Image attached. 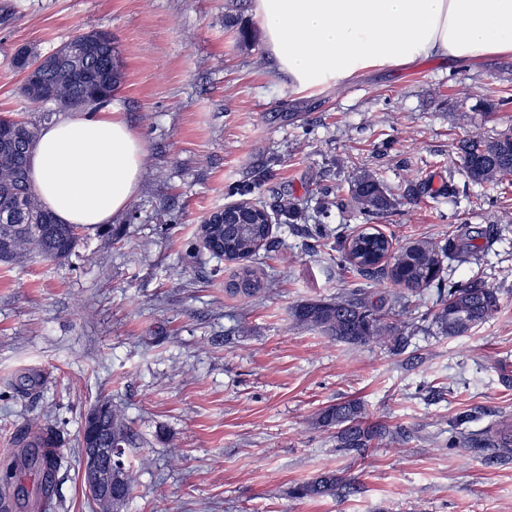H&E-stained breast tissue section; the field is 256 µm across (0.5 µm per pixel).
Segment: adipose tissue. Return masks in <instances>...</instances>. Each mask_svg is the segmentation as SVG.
<instances>
[{"mask_svg": "<svg viewBox=\"0 0 512 512\" xmlns=\"http://www.w3.org/2000/svg\"><path fill=\"white\" fill-rule=\"evenodd\" d=\"M268 57L294 93L373 68L512 54V0H252ZM144 147L120 114L46 124L30 155L43 206L65 224H105L141 186Z\"/></svg>", "mask_w": 512, "mask_h": 512, "instance_id": "ef3b65f1", "label": "adipose tissue"}]
</instances>
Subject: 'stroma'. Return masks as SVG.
Wrapping results in <instances>:
<instances>
[{"label":"stroma","mask_w":512,"mask_h":512,"mask_svg":"<svg viewBox=\"0 0 512 512\" xmlns=\"http://www.w3.org/2000/svg\"><path fill=\"white\" fill-rule=\"evenodd\" d=\"M89 30L111 33L121 56L110 104L143 143V181L119 217L82 229L68 260L0 266V468L32 422L53 424L65 457L55 512H93L80 429L105 398L134 434L124 512H512V452L479 442L512 417V185L470 183L456 155L472 131L512 129V55L292 94L252 0H0V115L44 126L13 58ZM364 170L393 193L371 224L394 244L477 231L476 254L444 273L496 288L492 319L442 335L424 291L407 303L397 355L291 322L302 302L386 289L379 275L340 273L318 232L363 225L350 185ZM448 181L453 202L438 193ZM242 188L274 214V248L288 256L259 264L263 289L249 300L225 293L232 264L196 238ZM287 200L298 218L281 215ZM347 399L408 439L339 448L313 417ZM325 472L353 490L291 497Z\"/></svg>","instance_id":"1"}]
</instances>
